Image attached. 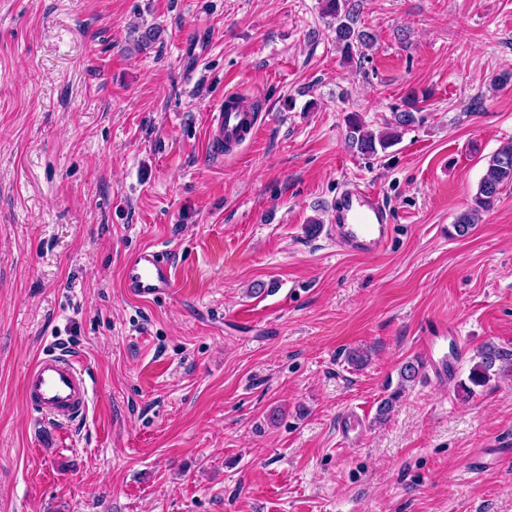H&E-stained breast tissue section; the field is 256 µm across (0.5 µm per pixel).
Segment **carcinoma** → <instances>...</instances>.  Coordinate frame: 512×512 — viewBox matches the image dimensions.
I'll return each instance as SVG.
<instances>
[{
  "label": "carcinoma",
  "mask_w": 512,
  "mask_h": 512,
  "mask_svg": "<svg viewBox=\"0 0 512 512\" xmlns=\"http://www.w3.org/2000/svg\"><path fill=\"white\" fill-rule=\"evenodd\" d=\"M326 13L335 19V41L345 56L350 57L353 52L369 47L371 36L355 28L356 20L349 0H326ZM415 120L414 112L409 109L396 111L393 113L390 131L376 136L366 130L358 114L353 113L346 119V138L357 153L368 157L376 156L394 146L399 130L413 124ZM509 183H512V144L503 146L489 159L469 206L455 219L456 234H469L478 224L481 215L493 206L501 188ZM511 363L512 352L491 345L484 347L479 353V361L470 370V385L465 390L469 394L473 393L474 388L486 385L493 376L499 374L503 365ZM422 369V362L417 359L404 362L399 368V387L403 388L414 382Z\"/></svg>",
  "instance_id": "cac0c4a2"
}]
</instances>
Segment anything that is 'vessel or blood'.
<instances>
[{
  "mask_svg": "<svg viewBox=\"0 0 512 512\" xmlns=\"http://www.w3.org/2000/svg\"><path fill=\"white\" fill-rule=\"evenodd\" d=\"M258 129L257 114L249 106L238 104L235 94H226L208 114L209 158H223L225 146L253 141ZM391 233L389 214L375 191L356 185L341 193L336 201V235L344 246L377 257L386 251ZM123 276L125 288L141 298L152 299L175 290L172 265L159 250L144 248L131 255ZM450 332V327L442 323L426 328L419 340L425 367L441 382L447 380L459 360L446 349ZM24 389L29 409L55 424L70 426L87 416V372L60 347H52L36 359L25 375Z\"/></svg>",
  "mask_w": 512,
  "mask_h": 512,
  "instance_id": "obj_1",
  "label": "vessel or blood"
}]
</instances>
